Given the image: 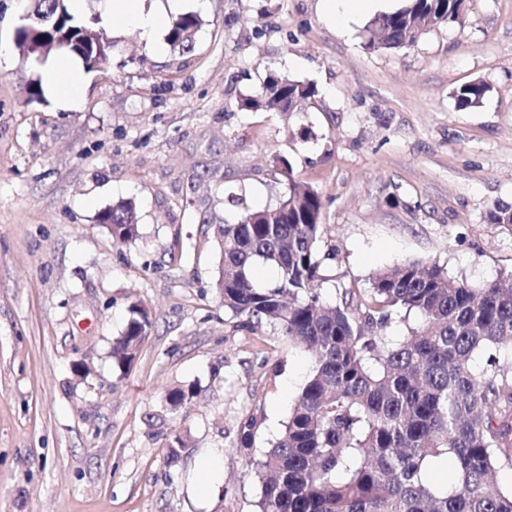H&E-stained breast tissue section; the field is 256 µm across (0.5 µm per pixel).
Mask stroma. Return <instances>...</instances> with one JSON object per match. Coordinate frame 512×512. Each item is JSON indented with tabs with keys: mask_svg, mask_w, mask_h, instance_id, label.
<instances>
[{
	"mask_svg": "<svg viewBox=\"0 0 512 512\" xmlns=\"http://www.w3.org/2000/svg\"><path fill=\"white\" fill-rule=\"evenodd\" d=\"M30 3L0 0V512H259L251 463L313 361L224 310L213 227L275 206L293 179L323 199L326 299L413 260L473 288L512 274V233L484 219L512 204V0H466L462 23L401 49L369 46L374 14L340 27L322 0H184L201 19L192 52L114 24L107 66L60 74L80 84L73 104L29 95L43 67L14 35ZM273 73L314 84L313 104L244 107ZM472 81L491 90L459 110ZM120 201L138 215L127 244L99 220ZM134 302L152 328L123 373L110 351ZM192 382L170 410L168 390ZM490 86L481 81L469 82L460 86L454 92V98L459 109H472L481 106Z\"/></svg>",
	"mask_w": 512,
	"mask_h": 512,
	"instance_id": "1",
	"label": "stroma"
}]
</instances>
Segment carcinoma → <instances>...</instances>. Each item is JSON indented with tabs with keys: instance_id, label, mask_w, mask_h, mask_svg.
<instances>
[{
	"instance_id": "1",
	"label": "carcinoma",
	"mask_w": 512,
	"mask_h": 512,
	"mask_svg": "<svg viewBox=\"0 0 512 512\" xmlns=\"http://www.w3.org/2000/svg\"><path fill=\"white\" fill-rule=\"evenodd\" d=\"M465 0H408L373 22L370 44L394 49L426 31L461 21ZM39 22L17 30L26 56L65 37L67 53L92 67L112 56V40L94 14L78 17L67 0H34ZM201 26L193 13L169 22L167 41L186 54ZM490 86L469 82L454 92L459 109L481 106ZM316 87L270 75L244 106L270 112L308 107ZM323 201L308 184L289 179L273 207L251 211L234 224H216L221 258L214 289L224 309L257 331L265 324L310 351L312 372L296 397L281 436L254 463L260 512H512V491L497 472L512 466V366L497 356L477 373L478 351L512 349V275L476 290L437 263L408 261L376 274L368 288H345L340 301L321 295L318 241ZM490 224L512 229V205L495 203ZM113 241L135 239L138 218L120 202L101 215ZM259 266L274 280H256ZM420 317L398 344L382 331L393 315ZM152 323L137 302L112 343L113 364L129 369ZM190 383L169 390L176 409L196 397ZM261 419L240 422L237 442L253 447ZM451 459L454 478L438 486L427 464Z\"/></svg>"
}]
</instances>
